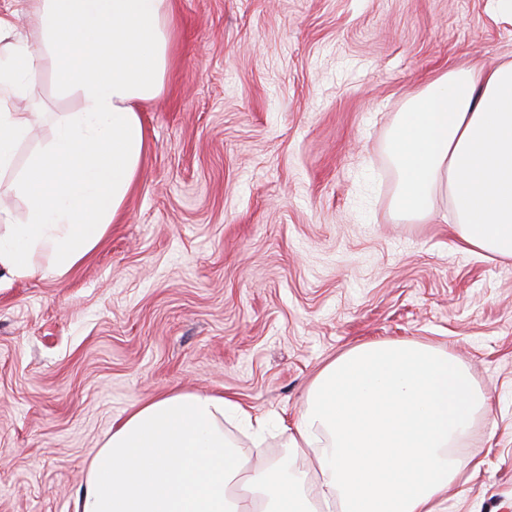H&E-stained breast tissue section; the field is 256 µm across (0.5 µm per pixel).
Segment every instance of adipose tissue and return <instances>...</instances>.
Segmentation results:
<instances>
[{
  "label": "adipose tissue",
  "mask_w": 512,
  "mask_h": 512,
  "mask_svg": "<svg viewBox=\"0 0 512 512\" xmlns=\"http://www.w3.org/2000/svg\"><path fill=\"white\" fill-rule=\"evenodd\" d=\"M40 48L9 42L0 15V170L29 131L7 103L49 61L80 109L10 185L23 221L0 208V272L68 274L105 238L138 185L148 152L145 103L165 89L175 0H24ZM396 205L433 218L447 201L466 250L512 260V60L452 67L397 115L390 142ZM489 404L469 370L413 340L354 346L307 389L288 435L312 473L280 460L249 465L224 428L264 422L234 397L171 391L135 407L90 462L74 512H440L462 472L454 454Z\"/></svg>",
  "instance_id": "ef3b65f1"
}]
</instances>
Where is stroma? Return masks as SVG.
<instances>
[{"mask_svg":"<svg viewBox=\"0 0 512 512\" xmlns=\"http://www.w3.org/2000/svg\"><path fill=\"white\" fill-rule=\"evenodd\" d=\"M512 59L497 0H178L166 89L123 219L64 277L0 278V512H72L135 404L234 396L268 419L249 461L293 458L284 424L364 342L445 348L487 393L446 512H512V261L396 209L387 150L411 96L452 64ZM10 182L51 141L49 63Z\"/></svg>","mask_w":512,"mask_h":512,"instance_id":"stroma-1","label":"stroma"}]
</instances>
